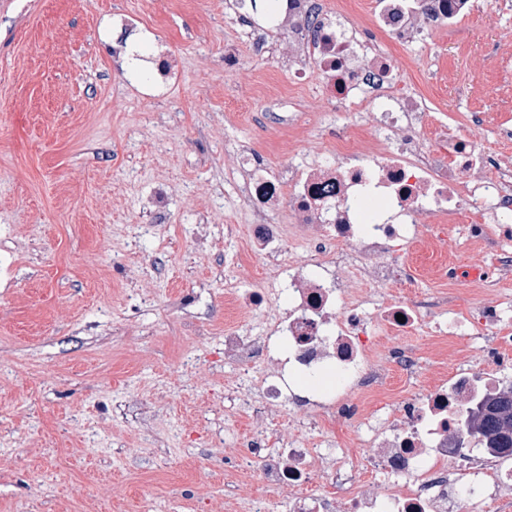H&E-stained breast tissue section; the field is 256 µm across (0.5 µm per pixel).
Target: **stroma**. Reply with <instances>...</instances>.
Masks as SVG:
<instances>
[{"label": "stroma", "mask_w": 512, "mask_h": 512, "mask_svg": "<svg viewBox=\"0 0 512 512\" xmlns=\"http://www.w3.org/2000/svg\"><path fill=\"white\" fill-rule=\"evenodd\" d=\"M124 18L136 69L114 52ZM376 39L431 111L485 113L479 136L512 154L497 118L512 113V66L496 65L512 58V0H472L411 43ZM289 41L272 29L257 43L224 0H0V512H245L254 500L289 512L245 447L261 400L231 398L243 369L224 360L225 290L279 285L250 247L236 153L322 164L337 131H356L319 79L294 84ZM480 250L409 247L413 276L386 295L449 296L463 312L512 300V277L480 288L460 276ZM180 296L202 335L184 332ZM403 342L420 376L390 371L364 416L482 363L475 341L419 330ZM356 432L316 407L268 424L276 441L347 443L366 490Z\"/></svg>", "instance_id": "35a3bbf8"}]
</instances>
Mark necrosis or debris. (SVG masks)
I'll return each mask as SVG.
<instances>
[{
    "mask_svg": "<svg viewBox=\"0 0 512 512\" xmlns=\"http://www.w3.org/2000/svg\"><path fill=\"white\" fill-rule=\"evenodd\" d=\"M470 0H374L377 30L400 41L418 39L424 25H444L466 14ZM297 55L314 60L324 97L337 109L365 115L369 131L358 142L336 136V160L317 165L290 159L268 173L255 154L241 156L250 174L246 205L255 218L257 254L274 263L282 287L230 294L229 309L262 314L256 333L224 335V358L239 365L263 362L243 382L258 392L265 412L313 405L292 380L330 376L336 412L353 419L360 397L378 393L387 370L420 372L414 349L398 344L383 353L369 347V329L402 336L419 324L455 339L488 336L493 350L512 351V305L498 300L476 313H442L441 301L381 302L380 292L403 279V245L423 242L430 230L464 232L482 244L479 266L512 272V155L492 152L477 135L485 123L472 114L457 130L433 124L421 95L406 89L401 61L378 50L367 32L332 13L321 0H294L287 14ZM288 205L303 236L304 255L288 256L286 228L276 217ZM361 290H354V283ZM499 364L481 375L458 369L422 396L402 401L358 434L369 448L365 466L373 489L358 490L345 448H317L306 439L276 447L264 431L247 441L263 482L289 494L290 512H460L496 491L512 502V462L493 459L483 438L459 443L469 404L500 390ZM326 473L337 495H313V475Z\"/></svg>",
    "mask_w": 512,
    "mask_h": 512,
    "instance_id": "obj_1",
    "label": "necrosis or debris"
}]
</instances>
